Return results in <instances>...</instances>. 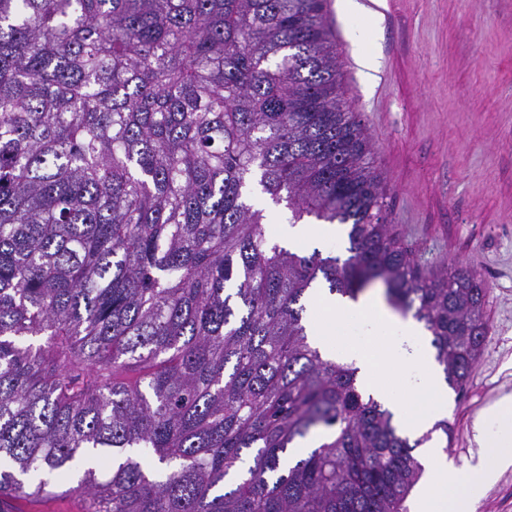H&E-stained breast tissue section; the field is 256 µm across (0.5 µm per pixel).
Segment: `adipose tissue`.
<instances>
[{"label": "adipose tissue", "mask_w": 512, "mask_h": 512, "mask_svg": "<svg viewBox=\"0 0 512 512\" xmlns=\"http://www.w3.org/2000/svg\"><path fill=\"white\" fill-rule=\"evenodd\" d=\"M472 431L480 452L461 465L435 445L422 447L425 476L419 489L418 512H472L477 494L512 469V394L480 412Z\"/></svg>", "instance_id": "1"}]
</instances>
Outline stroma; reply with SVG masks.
<instances>
[{
	"instance_id": "35a3bbf8",
	"label": "stroma",
	"mask_w": 512,
	"mask_h": 512,
	"mask_svg": "<svg viewBox=\"0 0 512 512\" xmlns=\"http://www.w3.org/2000/svg\"><path fill=\"white\" fill-rule=\"evenodd\" d=\"M330 19L346 97L374 144L390 223L414 259L474 268L489 329L464 390L450 391L446 451L477 452L474 417L512 393V0H381L377 25ZM378 59L373 86L349 27Z\"/></svg>"
}]
</instances>
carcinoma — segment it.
Returning <instances> with one entry per match:
<instances>
[{"label": "carcinoma", "mask_w": 512, "mask_h": 512, "mask_svg": "<svg viewBox=\"0 0 512 512\" xmlns=\"http://www.w3.org/2000/svg\"><path fill=\"white\" fill-rule=\"evenodd\" d=\"M327 0H0V494L86 512H403L422 467L302 303L371 284L466 386L487 284L389 223ZM347 226L348 256L270 239ZM312 433L323 442L287 456ZM148 448L161 479L134 455ZM68 487L54 489L52 494L42 497L17 494L15 497L21 500L18 512H83V497L65 492Z\"/></svg>", "instance_id": "carcinoma-1"}]
</instances>
